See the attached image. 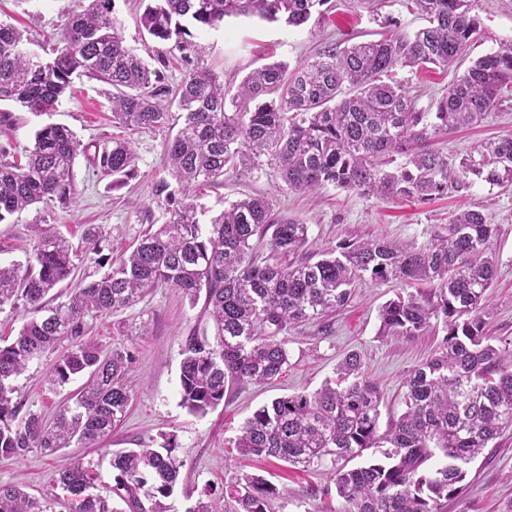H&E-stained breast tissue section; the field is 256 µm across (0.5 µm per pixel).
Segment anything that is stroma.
Returning <instances> with one entry per match:
<instances>
[{
  "label": "stroma",
  "mask_w": 512,
  "mask_h": 512,
  "mask_svg": "<svg viewBox=\"0 0 512 512\" xmlns=\"http://www.w3.org/2000/svg\"><path fill=\"white\" fill-rule=\"evenodd\" d=\"M85 0H0V21L27 30L28 50L50 54L57 44L67 16L83 10ZM143 12L138 0H114V14L121 21L127 45L151 68L159 69L169 84H177L191 67H210L226 88L236 89L253 69L272 61L290 65L311 61L325 46L346 41L362 42L378 37L377 15L393 18L398 29L413 33L424 27L421 16L409 12L402 0H388L380 13H372L361 0H332L325 19H310L305 25L280 27L255 18L240 17L195 37L190 60L169 54L140 23ZM477 13L483 36L469 50L467 61L447 70L427 73L417 87L418 108L425 109L462 73L468 60L477 59L512 41V0H480ZM110 85L88 78L74 81L55 109L40 115L21 113L19 128L0 133V149L22 155L33 144L37 129L61 124L73 130L83 144H93L115 134L112 125ZM512 132V108L491 115L480 125L449 133L434 146L448 158L449 167L479 142ZM167 131L136 134L137 175L127 185L112 189L85 158L75 165L77 199L61 209L32 206L13 223L0 224V263L26 260L32 225L39 224L67 238L74 249L86 250L84 232L91 224L112 227V251L121 253L152 224L167 219L153 196V186L169 178L164 166L163 144ZM244 195H263L272 200L280 217H294L309 226V241L326 247L342 240L386 237L424 244L439 225L460 209L485 213L498 227L493 249L499 258V274L490 290V335L512 339V186L501 188L481 182L469 189L449 193L431 204L414 200L381 202L356 192L327 187L306 197L286 190L278 174L262 168L249 174L228 173L222 184L201 188L196 202L201 223L219 215L230 201ZM397 292L395 283L358 288L344 309L322 321L290 329L286 334L288 364L274 381L228 386L223 402L206 415L189 414L180 405V362L184 336L205 326L200 308L174 288L159 287L135 305L94 318L90 336L107 347L125 346L136 355L132 401L123 422L104 442L94 446L31 451L22 459L0 458V483L24 481L34 496L50 494L54 471L75 459L92 461L97 487L113 484L114 451L135 448L161 435L176 437L177 454L183 462L180 481L167 499L170 512H190L205 486L224 487L239 471L264 476L288 495L273 500L270 512H345L347 505L337 495L311 496V487L332 485L330 464L304 471L274 458L243 461L233 442L242 423L261 405L303 390L318 389L334 377L345 356L358 354L365 374L376 381L383 394L381 423L403 410V378L407 370L422 363L435 349L434 336H384L380 333L379 309ZM53 363L46 357L34 362L18 379V395L25 406L52 418L59 406L82 385V378L52 387L46 381ZM465 489L450 498L446 512H512V426L467 467Z\"/></svg>",
  "instance_id": "35a3bbf8"
}]
</instances>
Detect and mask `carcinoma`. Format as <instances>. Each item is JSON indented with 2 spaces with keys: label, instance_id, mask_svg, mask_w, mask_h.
Returning a JSON list of instances; mask_svg holds the SVG:
<instances>
[{
  "label": "carcinoma",
  "instance_id": "cac0c4a2",
  "mask_svg": "<svg viewBox=\"0 0 512 512\" xmlns=\"http://www.w3.org/2000/svg\"><path fill=\"white\" fill-rule=\"evenodd\" d=\"M142 23L171 49L190 55L191 30L228 18L257 17L299 27L323 18L331 0H146ZM427 19L412 34L397 29L378 41L329 49L317 59L283 61L250 72L233 95L208 68H194L174 86L129 48L112 0H89L64 23L52 56L23 49L24 33L0 22V102L28 112L55 108L75 76L112 86V124L124 130L178 127L164 145L166 168L179 184L154 185L168 220L148 228L131 251L104 253L112 228L94 225L89 260L105 272L66 292L52 293L76 265L69 242L33 225L25 264L0 265V312L26 315L18 336L0 344V457L21 459L33 448L83 447L107 439L127 413V380L135 355L88 337V319L129 307L163 285L191 304L204 299L214 335L192 330L182 344L180 404L205 415L224 401L226 385L266 383L288 362L279 338L288 329L348 304L356 288L394 281L402 292L380 310L391 336H440L424 363L404 378L405 409L380 430L382 392L347 355L313 392L277 398L256 409L235 441L242 457H271L292 466L330 462L347 512H445L466 478V466L512 426V340L486 331L488 289L498 274L496 225L462 210L426 244L375 237L344 240L304 257L308 225L280 219L265 197L246 195L208 224L200 223L196 186L224 174L269 166L288 191L315 194L332 185L381 201L428 203L481 181L512 185V133L486 142L457 168L433 139L476 125L512 102V44L477 58L448 85L434 110L416 107L395 71L445 69L482 35L479 0H404ZM84 154L119 189L137 175L133 140L118 135L80 148L59 124L34 134L21 160L0 151V224L38 203L76 202L75 160ZM403 162L396 163L397 158ZM268 237L269 254L254 259L253 239ZM427 284L430 289L418 288ZM56 355L51 385L87 377L54 419L24 409L16 380L35 361ZM369 448L382 458L347 467ZM176 444L112 453L113 492L123 512H167L177 485ZM67 512H116L94 492L82 461L52 475ZM284 493L264 477L242 472L229 486L224 512H269ZM223 494L208 486L189 512H218ZM55 502L0 484V512H55Z\"/></svg>",
  "mask_w": 512,
  "mask_h": 512
}]
</instances>
